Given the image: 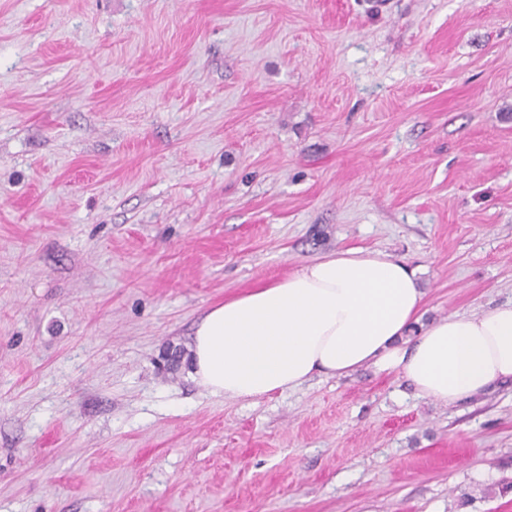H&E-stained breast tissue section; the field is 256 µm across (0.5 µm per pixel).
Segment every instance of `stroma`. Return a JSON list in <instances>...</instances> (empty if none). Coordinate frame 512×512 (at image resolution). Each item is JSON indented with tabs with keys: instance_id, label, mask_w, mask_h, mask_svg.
Returning <instances> with one entry per match:
<instances>
[{
	"instance_id": "35a3bbf8",
	"label": "stroma",
	"mask_w": 512,
	"mask_h": 512,
	"mask_svg": "<svg viewBox=\"0 0 512 512\" xmlns=\"http://www.w3.org/2000/svg\"><path fill=\"white\" fill-rule=\"evenodd\" d=\"M352 247L512 299V0H0V512H512V382L190 376Z\"/></svg>"
}]
</instances>
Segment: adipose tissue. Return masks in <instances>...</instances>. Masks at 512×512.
Here are the masks:
<instances>
[{"instance_id":"adipose-tissue-1","label":"adipose tissue","mask_w":512,"mask_h":512,"mask_svg":"<svg viewBox=\"0 0 512 512\" xmlns=\"http://www.w3.org/2000/svg\"><path fill=\"white\" fill-rule=\"evenodd\" d=\"M423 304L404 260L339 250L209 309L192 335L191 374L213 395L252 400L370 365L442 404L512 380V299L428 324Z\"/></svg>"}]
</instances>
